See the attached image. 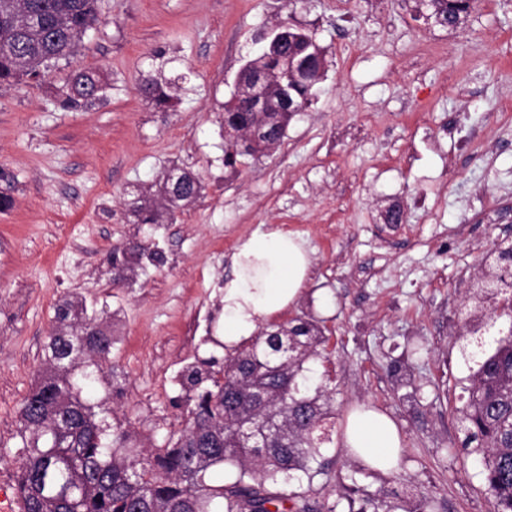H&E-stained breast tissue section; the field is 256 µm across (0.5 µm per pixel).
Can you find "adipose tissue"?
Returning <instances> with one entry per match:
<instances>
[{
    "mask_svg": "<svg viewBox=\"0 0 512 512\" xmlns=\"http://www.w3.org/2000/svg\"><path fill=\"white\" fill-rule=\"evenodd\" d=\"M310 265L303 241L278 229L257 231L238 247L232 275L224 283L225 351L256 336L299 299ZM342 443L367 467L389 471L399 463L397 426L378 410L354 407L346 417Z\"/></svg>",
    "mask_w": 512,
    "mask_h": 512,
    "instance_id": "ef3b65f1",
    "label": "adipose tissue"
}]
</instances>
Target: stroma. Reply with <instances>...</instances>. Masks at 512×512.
I'll use <instances>...</instances> for the list:
<instances>
[{
    "label": "stroma",
    "instance_id": "stroma-1",
    "mask_svg": "<svg viewBox=\"0 0 512 512\" xmlns=\"http://www.w3.org/2000/svg\"><path fill=\"white\" fill-rule=\"evenodd\" d=\"M99 22L44 77L0 93V167L15 176L0 212V451L18 442L19 410L39 380L55 308L108 302L120 337L105 364L125 394L116 416L162 443L188 405L181 371L224 337V282L236 248L261 229L299 234L312 266L286 322L309 313L329 330L335 386L326 469L310 495L344 486L432 512H497L457 410L468 366L453 337L483 253L512 210V0H475L454 27L418 0H99ZM288 23L326 51L316 95L280 146L224 166L220 105L260 31ZM103 77L99 99L67 107L77 72ZM174 81L159 112L145 79ZM461 116L455 136L446 129ZM197 174L198 199L172 224H138L134 194L159 199L165 168ZM399 204L404 222L385 223ZM150 242L164 256L112 287L113 246ZM405 361L420 402L401 398ZM365 404L397 423L398 468L364 467L341 446L347 412Z\"/></svg>",
    "mask_w": 512,
    "mask_h": 512
}]
</instances>
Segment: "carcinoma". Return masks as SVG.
Instances as JSON below:
<instances>
[{
	"label": "carcinoma",
	"instance_id": "cac0c4a2",
	"mask_svg": "<svg viewBox=\"0 0 512 512\" xmlns=\"http://www.w3.org/2000/svg\"><path fill=\"white\" fill-rule=\"evenodd\" d=\"M442 25H456L474 0H428ZM98 21L97 0H0V92L23 78H38L50 63L68 58ZM286 57L318 67L324 51L306 31L293 29ZM267 70V92H282L284 66L255 61ZM103 90L96 71L75 74L61 89L64 103H89ZM147 102L167 111L172 86L148 79L141 86ZM226 137L224 164L275 150L285 136L287 112H251L246 100L222 106ZM13 174L0 168V212L13 205ZM199 176L165 174L163 202L153 207L133 199L139 224L172 223L177 212L200 195ZM159 259L150 244L112 250V283H128L143 260ZM512 305V283L504 282L486 304ZM113 313L104 304L88 313L74 298L55 309L53 332L43 348L45 376L23 400L18 446L0 453L18 472L24 512H337L340 502L318 501L304 481L322 473L323 426L332 415L330 390L311 362L322 357L328 337L313 316L272 324L223 359L198 358L179 380L194 407L181 428L160 446L134 448V431L102 416L95 399L104 383L103 362L114 347L107 326ZM397 388L418 402L409 367L400 365ZM466 402L459 409L467 432L464 446L476 444L487 491L499 512H512V332L469 376ZM356 486L348 488L349 512H395L399 505L365 494L354 508Z\"/></svg>",
	"mask_w": 512,
	"mask_h": 512
}]
</instances>
